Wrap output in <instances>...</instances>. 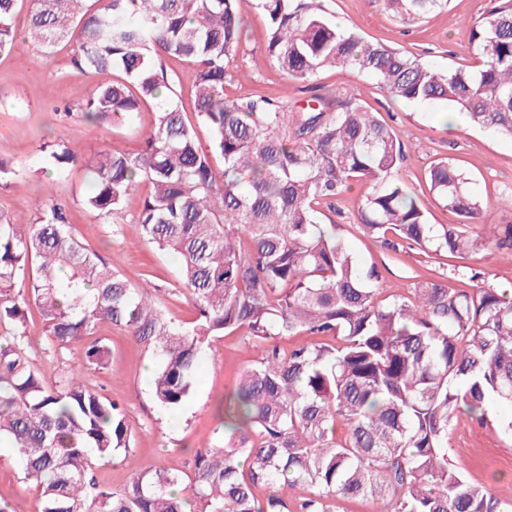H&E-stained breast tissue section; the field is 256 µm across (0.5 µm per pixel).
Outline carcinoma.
Returning a JSON list of instances; mask_svg holds the SVG:
<instances>
[{
    "instance_id": "obj_1",
    "label": "carcinoma",
    "mask_w": 512,
    "mask_h": 512,
    "mask_svg": "<svg viewBox=\"0 0 512 512\" xmlns=\"http://www.w3.org/2000/svg\"><path fill=\"white\" fill-rule=\"evenodd\" d=\"M238 2L31 0L27 39L45 50L74 41L72 65L93 78L85 121H126L153 105L137 150H103L89 162L84 205L118 224L129 197L142 193L141 238L178 257L198 317L187 327L167 321L148 292L78 240L61 205H46L31 224L0 209V325H10L0 336V440L36 478L39 512H336L337 501L365 496L379 512H508L449 466L447 445L457 411L483 426L486 400L512 403V299L436 280L382 299L378 268L361 267L319 215L352 185H367L360 231L428 256L512 249V224L493 223L469 174L446 159L425 179L452 220L430 223L397 178L402 141L346 87L300 110L264 95L228 97L225 68L244 33ZM21 3L0 0V52L15 45ZM386 4L412 22L447 0ZM257 6L268 22L266 58L288 81L355 71L395 99L444 101L512 139V0H488L471 21L481 65L446 71L337 25L323 0ZM168 59L194 68L206 148L176 104ZM77 156L59 138L48 163L62 175ZM32 302L54 350L103 323L150 345L153 398L171 411L189 397L210 337L243 331L261 347L224 397V441L195 452L188 494H173L185 478L167 466L115 492L94 479L92 457L129 453L124 413L78 370L45 384L25 355ZM280 336L304 340L284 352ZM109 356L94 339L84 365L104 367Z\"/></svg>"
}]
</instances>
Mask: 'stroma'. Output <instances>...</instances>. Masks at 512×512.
Segmentation results:
<instances>
[{"label":"stroma","instance_id":"35a3bbf8","mask_svg":"<svg viewBox=\"0 0 512 512\" xmlns=\"http://www.w3.org/2000/svg\"><path fill=\"white\" fill-rule=\"evenodd\" d=\"M487 0H448L446 8L428 18L405 22L394 16L384 0H325L333 19L361 35L393 48L419 55L438 69L470 65V18L478 16ZM247 38L226 67L224 90L229 97L261 94L272 98L288 95L290 104L304 105L311 92L305 83H295L285 92V78L265 57L266 19L256 0H239ZM28 10L14 17L20 35L11 51L0 53V159L20 175L18 181H0V208L32 221L45 205H64L78 235L89 249L134 287H149L161 312L183 325L196 315L193 300L179 281L178 260L140 236L136 222L141 202L131 198L125 221L106 224L84 205L90 190L87 163L98 152L137 149L153 115L142 108L133 121L112 127L86 123L75 105L90 91L92 81L73 67L69 45L45 52L25 39ZM320 84L332 91L349 87L355 97L380 113L406 146L407 158L398 176L427 211L431 223L449 221L446 208L429 192L425 173L433 160L445 157L466 171L473 187L493 213L498 224H512V209L499 201L512 192V140L469 126L457 118L448 129L439 115L446 104L413 105L384 93L376 80L340 69L320 75ZM66 136L79 149V159L65 176H57L45 163V148L58 136ZM368 187L355 185L325 211L322 224H333L359 264L377 265L382 295H407L419 282L434 279L450 288L469 287L471 272L481 271L485 282L502 290L512 289V250L493 247L459 258L453 255L426 257L400 239L390 243L363 236L358 214ZM26 354L30 364L47 384L64 379L71 366L81 361L84 346L75 343L59 353H50L43 341L44 326L37 306L29 308ZM111 350L106 367L86 372L88 384L109 396L123 409L131 431L128 458H93L98 480L112 490H122L134 473L169 466L184 473L194 468L196 449L220 442L216 406L238 374L257 358L252 340L236 332L212 337L199 359L193 391L178 414L160 408L152 395V371L156 360L146 343L123 329L102 325L95 331ZM508 405L489 401L488 425L467 416L454 418L448 430V460L473 484L487 487L499 499L512 502V435L500 428ZM0 499L12 502L17 512H38L40 492L25 479L15 452L0 447Z\"/></svg>","mask_w":512,"mask_h":512}]
</instances>
